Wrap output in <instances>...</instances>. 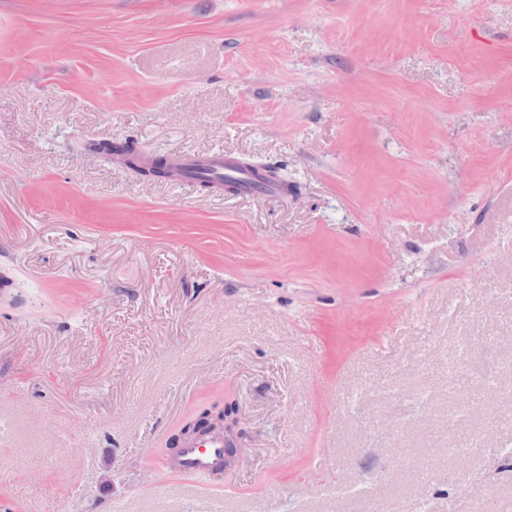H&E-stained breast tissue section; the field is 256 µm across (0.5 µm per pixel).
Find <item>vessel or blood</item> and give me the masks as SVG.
<instances>
[{
	"label": "vessel or blood",
	"instance_id": "b4317fda",
	"mask_svg": "<svg viewBox=\"0 0 512 512\" xmlns=\"http://www.w3.org/2000/svg\"><path fill=\"white\" fill-rule=\"evenodd\" d=\"M168 164L171 179L175 182H189L203 176L216 185L235 184L241 194L277 196L282 192L281 185L265 178L263 171L245 168L238 157L221 151L172 155ZM230 442L228 432L213 429L202 437L184 440L164 459L163 465L169 471L189 476H220L229 461L226 449Z\"/></svg>",
	"mask_w": 512,
	"mask_h": 512
}]
</instances>
